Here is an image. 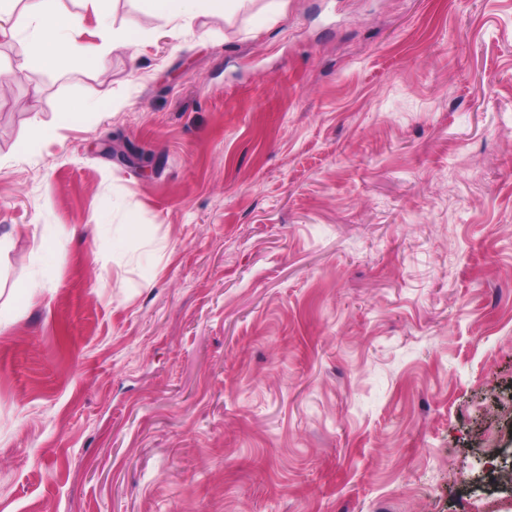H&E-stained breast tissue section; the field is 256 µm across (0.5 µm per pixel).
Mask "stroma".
Masks as SVG:
<instances>
[{"label": "stroma", "mask_w": 512, "mask_h": 512, "mask_svg": "<svg viewBox=\"0 0 512 512\" xmlns=\"http://www.w3.org/2000/svg\"><path fill=\"white\" fill-rule=\"evenodd\" d=\"M269 3L0 39V512H512V0ZM109 0H92L97 14L99 43L88 46L78 41L83 19L63 11L59 0H26L21 16L15 18L21 0L0 1V36L20 38L24 52L19 67L31 71L98 69L113 51H129L137 38L115 29L107 6ZM21 19V20H20Z\"/></svg>", "instance_id": "35a3bbf8"}]
</instances>
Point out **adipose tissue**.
Instances as JSON below:
<instances>
[{
    "label": "adipose tissue",
    "instance_id": "adipose-tissue-1",
    "mask_svg": "<svg viewBox=\"0 0 512 512\" xmlns=\"http://www.w3.org/2000/svg\"><path fill=\"white\" fill-rule=\"evenodd\" d=\"M97 14V45L78 41L80 14L63 11L59 0H0V36L21 39L24 52L20 68L31 71H66L99 68L114 51H127L137 39L114 28L108 0H92ZM145 12L165 23L199 14H223L239 0H142Z\"/></svg>",
    "mask_w": 512,
    "mask_h": 512
}]
</instances>
